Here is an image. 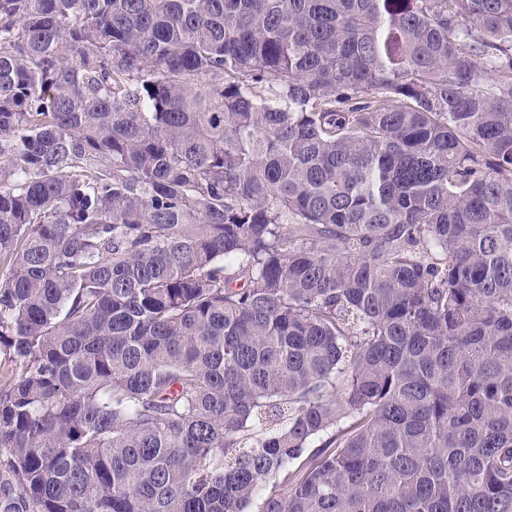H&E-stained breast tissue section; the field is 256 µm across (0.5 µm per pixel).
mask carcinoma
Returning <instances> with one entry per match:
<instances>
[{
  "label": "carcinoma",
  "mask_w": 512,
  "mask_h": 512,
  "mask_svg": "<svg viewBox=\"0 0 512 512\" xmlns=\"http://www.w3.org/2000/svg\"><path fill=\"white\" fill-rule=\"evenodd\" d=\"M0 512H512V0H0Z\"/></svg>",
  "instance_id": "1"
}]
</instances>
